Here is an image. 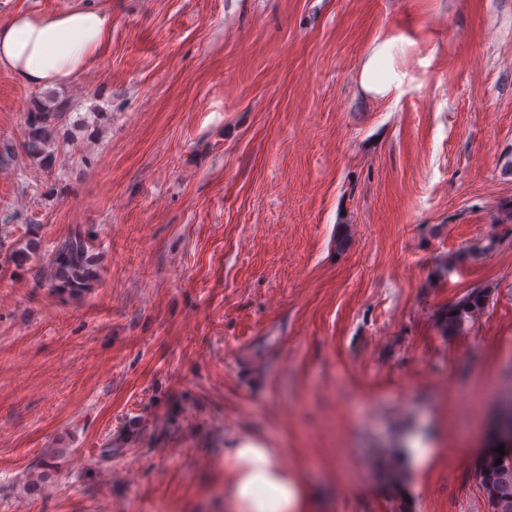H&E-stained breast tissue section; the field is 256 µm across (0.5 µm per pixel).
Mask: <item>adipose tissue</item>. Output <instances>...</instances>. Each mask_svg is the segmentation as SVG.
Wrapping results in <instances>:
<instances>
[{"instance_id":"ef3b65f1","label":"adipose tissue","mask_w":512,"mask_h":512,"mask_svg":"<svg viewBox=\"0 0 512 512\" xmlns=\"http://www.w3.org/2000/svg\"><path fill=\"white\" fill-rule=\"evenodd\" d=\"M109 16L78 5L64 11H21L0 23V68L24 84L55 87L74 81L111 36ZM226 512H305L308 493L262 441L244 438L231 451Z\"/></svg>"}]
</instances>
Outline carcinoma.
Returning a JSON list of instances; mask_svg holds the SVG:
<instances>
[{"instance_id":"1","label":"carcinoma","mask_w":512,"mask_h":512,"mask_svg":"<svg viewBox=\"0 0 512 512\" xmlns=\"http://www.w3.org/2000/svg\"><path fill=\"white\" fill-rule=\"evenodd\" d=\"M74 101L55 92L37 97L33 109L26 114L27 138L24 151L40 163H51V148L56 141L59 124L74 111ZM51 288L73 294L89 288L97 276V257L88 246V239L79 231L57 242L50 254ZM487 300L486 290L473 289L457 303L441 310L438 326L444 336H452L464 322L480 312ZM504 446L505 455L494 452ZM502 463H496V459ZM479 482L487 498L489 512H512V422L492 433L476 461ZM384 482L393 494L402 491L404 473L393 466L384 472Z\"/></svg>"}]
</instances>
